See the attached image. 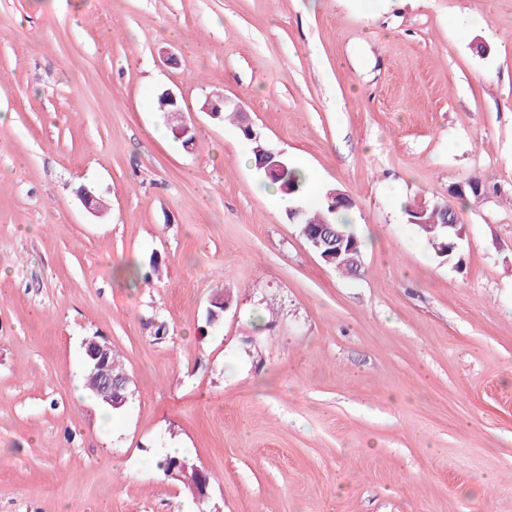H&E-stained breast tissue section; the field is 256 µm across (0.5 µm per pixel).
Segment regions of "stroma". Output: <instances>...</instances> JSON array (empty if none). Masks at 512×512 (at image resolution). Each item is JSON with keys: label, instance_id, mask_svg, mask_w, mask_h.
I'll use <instances>...</instances> for the list:
<instances>
[{"label": "stroma", "instance_id": "1", "mask_svg": "<svg viewBox=\"0 0 512 512\" xmlns=\"http://www.w3.org/2000/svg\"><path fill=\"white\" fill-rule=\"evenodd\" d=\"M209 95L349 196L355 273ZM0 106V512H198L175 444L221 512H512V0H0ZM414 200L452 202L461 265ZM93 337L131 380L109 419ZM157 106L158 110L160 112H163L165 114L166 110L172 109V104L168 101V99L165 97L164 93L157 96ZM168 120L170 123L174 124V128L176 130V133L178 134L180 139H183L186 135L190 133V128L187 125L186 119L183 115V111L180 108V106H176L172 110L169 111L167 114ZM170 125V124H169ZM171 132L173 136L178 139V136L176 135L173 126L170 125ZM452 206L448 202L433 205H415L406 208L409 223L416 227L419 234L427 241L435 255L448 257V262L457 258L458 238L463 237V227H459L454 211L453 223L446 224L455 230L456 236L446 227L445 214ZM180 464L182 470L180 471L182 480L178 482L185 484H193L200 488H207L209 486L208 474L198 466L188 454H179L171 456L166 453L157 458L156 465L159 470H162L163 475L167 477L168 472L174 466ZM168 478V477H167Z\"/></svg>", "mask_w": 512, "mask_h": 512}]
</instances>
